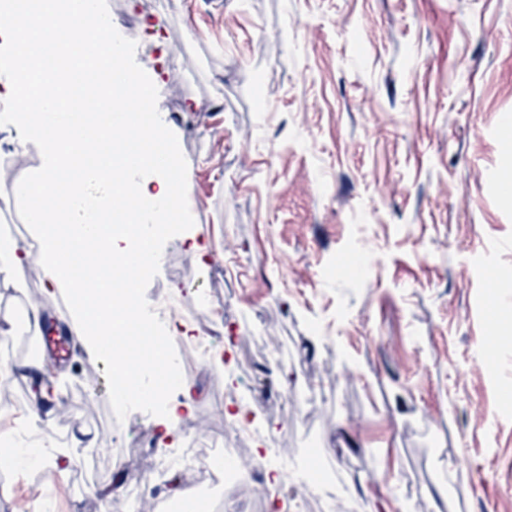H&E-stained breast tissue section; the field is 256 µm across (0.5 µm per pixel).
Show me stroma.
Instances as JSON below:
<instances>
[{
  "label": "stroma",
  "mask_w": 512,
  "mask_h": 512,
  "mask_svg": "<svg viewBox=\"0 0 512 512\" xmlns=\"http://www.w3.org/2000/svg\"><path fill=\"white\" fill-rule=\"evenodd\" d=\"M107 4L188 166L194 225L145 297L210 300L187 336L216 328L223 360L187 374L193 415L247 417L255 455L353 482L340 512H512V0ZM42 163L32 143L0 163V198ZM23 301L74 321L39 269L0 274V308ZM43 363L0 378V434L50 382L48 429L21 439L63 457L0 468V512H121L153 493L179 512L170 488L191 469L137 448L156 417L116 420L88 347ZM300 498L273 483L255 512H324Z\"/></svg>",
  "instance_id": "obj_1"
}]
</instances>
